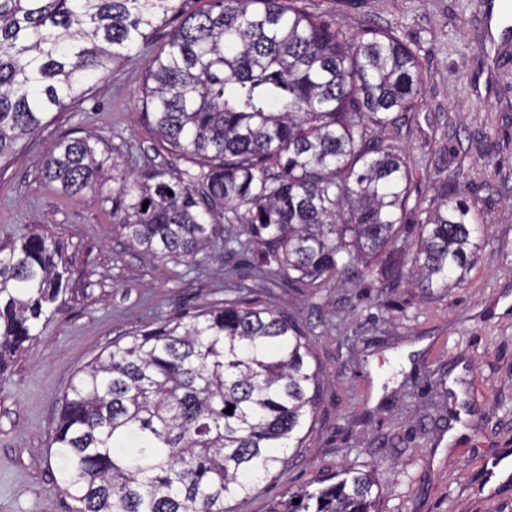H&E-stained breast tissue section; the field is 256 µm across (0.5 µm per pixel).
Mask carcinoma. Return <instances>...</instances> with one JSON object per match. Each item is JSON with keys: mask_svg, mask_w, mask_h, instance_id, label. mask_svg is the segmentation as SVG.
<instances>
[{"mask_svg": "<svg viewBox=\"0 0 512 512\" xmlns=\"http://www.w3.org/2000/svg\"><path fill=\"white\" fill-rule=\"evenodd\" d=\"M175 2L0 0V161L149 48ZM424 91L418 52L392 31L350 34L297 0H207L151 57L142 98L155 133L201 170L141 181L88 136L60 139L41 174L67 195L112 182L113 223L160 258L192 260L222 237L231 255L260 249L242 280L320 288L375 271L447 288L480 255L478 215L443 183L416 203L409 247L406 157L372 136ZM66 272L42 234L0 245V366L58 311ZM310 354L297 319L233 300L112 344L71 381L50 433L72 512H233L302 442ZM374 487L348 468L271 512H374Z\"/></svg>", "mask_w": 512, "mask_h": 512, "instance_id": "1", "label": "carcinoma"}]
</instances>
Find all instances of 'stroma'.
Masks as SVG:
<instances>
[{
    "mask_svg": "<svg viewBox=\"0 0 512 512\" xmlns=\"http://www.w3.org/2000/svg\"><path fill=\"white\" fill-rule=\"evenodd\" d=\"M339 28L393 29L417 49L425 97L389 131L406 153L412 200L459 184L485 221L481 259L448 289L367 276L326 288L240 283L223 245L189 263L134 247L105 192L43 180L61 136L94 135L138 176L187 164L141 109L150 54L132 51L0 167V242L44 233L63 249L73 290L0 374V512H69L50 431L71 379L118 341L235 298L301 322L323 378L315 421L274 479L238 512H270L289 492L375 466L378 512H512V39H491L480 0H303Z\"/></svg>",
    "mask_w": 512,
    "mask_h": 512,
    "instance_id": "1",
    "label": "stroma"
}]
</instances>
